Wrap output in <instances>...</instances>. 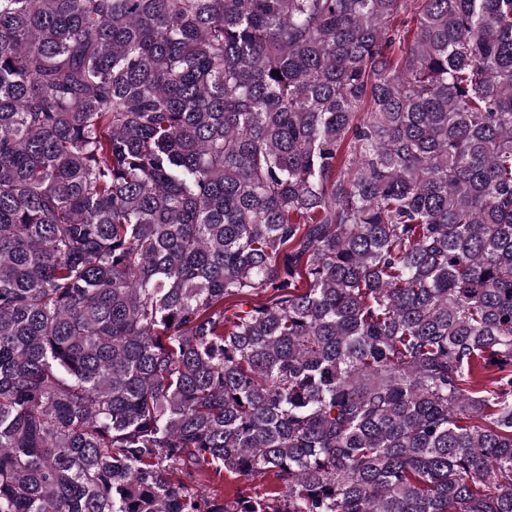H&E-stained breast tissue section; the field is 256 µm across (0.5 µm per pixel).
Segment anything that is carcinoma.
Listing matches in <instances>:
<instances>
[{
  "label": "carcinoma",
  "mask_w": 512,
  "mask_h": 512,
  "mask_svg": "<svg viewBox=\"0 0 512 512\" xmlns=\"http://www.w3.org/2000/svg\"><path fill=\"white\" fill-rule=\"evenodd\" d=\"M0 512H512V0H0ZM198 478L200 483L208 485L207 490L224 500L234 499L237 496H254L280 489L279 482L272 473L253 479L226 474L223 483L209 480L206 472L200 473Z\"/></svg>",
  "instance_id": "cac0c4a2"
}]
</instances>
